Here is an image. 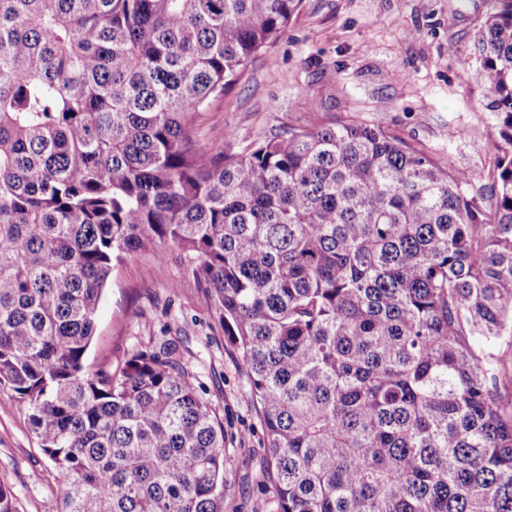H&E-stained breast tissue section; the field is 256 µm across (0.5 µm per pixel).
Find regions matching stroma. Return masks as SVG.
I'll use <instances>...</instances> for the list:
<instances>
[{"label":"stroma","mask_w":512,"mask_h":512,"mask_svg":"<svg viewBox=\"0 0 512 512\" xmlns=\"http://www.w3.org/2000/svg\"><path fill=\"white\" fill-rule=\"evenodd\" d=\"M489 8V0H302L280 40L199 114L193 135L208 153L233 155L291 127L365 123L486 182L494 117L460 72ZM185 268L179 251L160 261L149 247L116 264L86 364L121 365L131 350L180 332L182 360L224 422V512H271L267 438L247 372ZM58 477L27 404L0 385V480L19 512H57Z\"/></svg>","instance_id":"1"}]
</instances>
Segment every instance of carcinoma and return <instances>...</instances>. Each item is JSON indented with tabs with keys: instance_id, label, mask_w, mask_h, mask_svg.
<instances>
[{
	"instance_id": "obj_1",
	"label": "carcinoma",
	"mask_w": 512,
	"mask_h": 512,
	"mask_svg": "<svg viewBox=\"0 0 512 512\" xmlns=\"http://www.w3.org/2000/svg\"><path fill=\"white\" fill-rule=\"evenodd\" d=\"M493 2L463 64L496 121L477 186L369 124L197 145L301 0H0V384L59 512H224V423L182 337L86 366L114 263L145 244L187 254L241 351L274 512H512V0Z\"/></svg>"
}]
</instances>
